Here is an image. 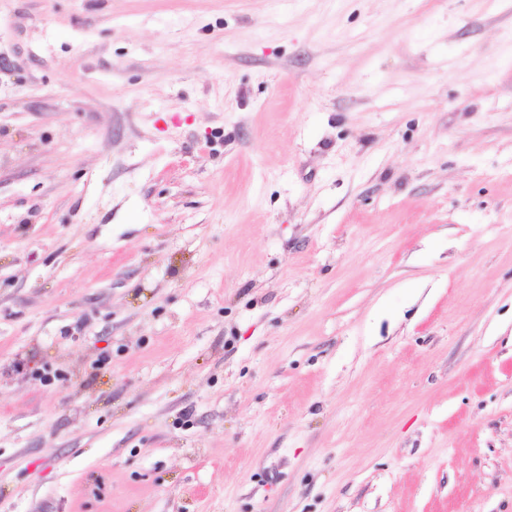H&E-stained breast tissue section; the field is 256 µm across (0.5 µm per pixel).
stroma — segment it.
<instances>
[{
  "mask_svg": "<svg viewBox=\"0 0 512 512\" xmlns=\"http://www.w3.org/2000/svg\"><path fill=\"white\" fill-rule=\"evenodd\" d=\"M0 512H512V0H0Z\"/></svg>",
  "mask_w": 512,
  "mask_h": 512,
  "instance_id": "1",
  "label": "stroma"
}]
</instances>
